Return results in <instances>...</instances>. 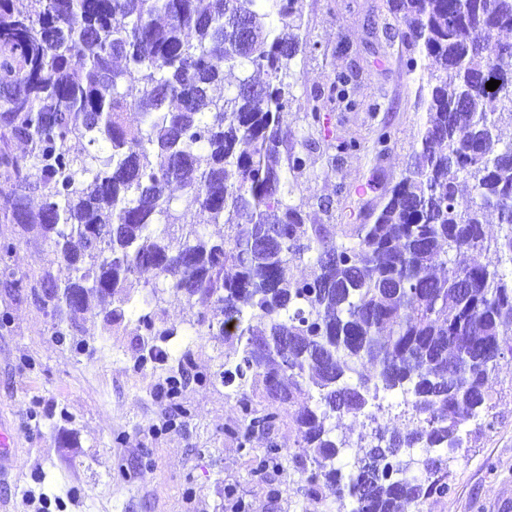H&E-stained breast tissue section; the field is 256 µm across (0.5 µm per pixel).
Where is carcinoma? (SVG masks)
I'll return each mask as SVG.
<instances>
[{"label": "carcinoma", "instance_id": "obj_1", "mask_svg": "<svg viewBox=\"0 0 512 512\" xmlns=\"http://www.w3.org/2000/svg\"><path fill=\"white\" fill-rule=\"evenodd\" d=\"M298 2L0 0V217L19 228L0 256L44 245L70 271L17 279L6 266L0 286L26 289L61 340L99 304L105 325H135L142 364L168 362L156 339L182 335L163 324L164 295L184 302L195 334L239 345L214 373L241 413L225 433L269 436L293 409L298 493L331 496L336 512H422L450 491L448 453L489 416L490 373L512 353V42L500 39L512 0H387L393 36L419 50L407 65L421 70L424 119L370 224H309L293 201L307 160L280 114ZM227 69L235 87L216 96ZM353 81L339 72L330 86L350 112ZM174 184L196 223L181 222ZM489 212L505 229L494 239ZM142 272L137 301L128 283ZM364 365L375 373L349 383ZM397 391L411 419L390 433L377 400ZM336 415L375 424L348 473Z\"/></svg>", "mask_w": 512, "mask_h": 512}]
</instances>
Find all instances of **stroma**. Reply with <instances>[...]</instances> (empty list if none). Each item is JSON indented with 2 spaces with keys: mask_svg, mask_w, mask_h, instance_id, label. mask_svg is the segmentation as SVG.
Masks as SVG:
<instances>
[{
  "mask_svg": "<svg viewBox=\"0 0 512 512\" xmlns=\"http://www.w3.org/2000/svg\"><path fill=\"white\" fill-rule=\"evenodd\" d=\"M298 7L303 44L281 114L294 150L309 152L294 198L306 202L309 222L360 224L399 181L416 144L420 74L406 67L412 48L385 35L393 22L386 0H299ZM351 70L361 107L331 113L329 127L363 148L333 164L305 115L336 73ZM382 122L392 138L380 157L372 130ZM340 182L366 193L338 196ZM324 197L332 200L326 213L317 207ZM180 342L191 349L189 364H139L134 327L106 335L94 309L78 335L60 341L30 300L0 288V416L18 443L17 467L0 485V512H325L296 495L292 467L257 468L268 443L296 449L291 421L268 439L225 434L238 406L212 374L232 347L192 333ZM182 370L185 418L159 394ZM490 386L491 427L467 426L464 448L448 461L451 490L424 512H512V357L500 360Z\"/></svg>",
  "mask_w": 512,
  "mask_h": 512,
  "instance_id": "stroma-1",
  "label": "stroma"
}]
</instances>
